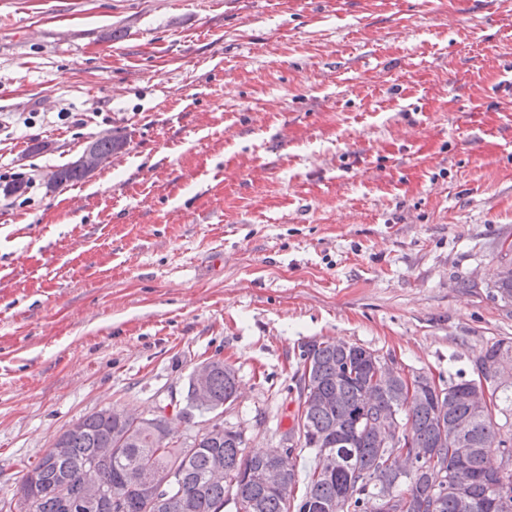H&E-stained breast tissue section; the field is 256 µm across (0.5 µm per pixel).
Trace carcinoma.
Returning a JSON list of instances; mask_svg holds the SVG:
<instances>
[{"label": "carcinoma", "mask_w": 512, "mask_h": 512, "mask_svg": "<svg viewBox=\"0 0 512 512\" xmlns=\"http://www.w3.org/2000/svg\"><path fill=\"white\" fill-rule=\"evenodd\" d=\"M123 146L119 138L106 135L89 144V151L103 162ZM88 170L77 159L55 172L51 190L84 179ZM492 297L506 304L512 302V262L501 267L493 283ZM375 351L348 343L312 341L302 346V367L310 369L316 381V392L305 399L315 404L293 421L302 422L290 438L288 461L291 473L288 492L264 487L258 472L268 463L265 453L249 455L241 439L194 437L191 448L163 437V425L144 427L128 415L119 422L110 414L93 413L62 432L59 442L67 448L64 457L46 450L35 462H20L21 485L29 488L26 512H67L63 498L75 502L83 497L81 466L94 461L101 480L121 496V512H224V504L233 501L235 512H326L325 506L336 503L342 489L351 494L343 502L341 512H365L370 494L392 488L396 501L393 512H498L493 507L496 491L491 488L494 469L487 465L495 453L506 465L503 475L508 494L512 495V383L497 388L493 407L483 412L471 408L474 384L479 382L477 366L473 378L439 383L447 391L438 397L423 389L420 397L407 401L408 384L404 377L389 386L374 382ZM208 409L220 410L224 402L235 399L237 379L234 369L223 360L213 361L210 376ZM374 395L370 413L398 414L410 429L408 448L414 456L415 469L400 477L387 465V458L397 448H381L376 437L363 430L365 412L363 394ZM461 426L463 444L440 442V426L448 419ZM344 426L348 444L323 448L314 438L336 437V426ZM498 447H491L493 440ZM111 443L112 453L102 448ZM306 451L314 454L313 467L306 474L301 492H296L298 457ZM334 456L333 470L324 471V456ZM220 458L224 476H212L215 458ZM464 466L470 474L467 485L437 481V475ZM142 469L164 481L170 473L180 476L165 486V507L156 508L137 489L127 483L128 472ZM233 497H228V493Z\"/></svg>", "instance_id": "cac0c4a2"}]
</instances>
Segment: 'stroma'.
I'll return each mask as SVG.
<instances>
[{"instance_id":"35a3bbf8","label":"stroma","mask_w":512,"mask_h":512,"mask_svg":"<svg viewBox=\"0 0 512 512\" xmlns=\"http://www.w3.org/2000/svg\"><path fill=\"white\" fill-rule=\"evenodd\" d=\"M0 120L1 501L215 356L254 453L306 342L456 380L512 337V0H0ZM105 133L110 163L47 188ZM501 274L493 283L492 297L508 304L512 302V262L501 267Z\"/></svg>"}]
</instances>
